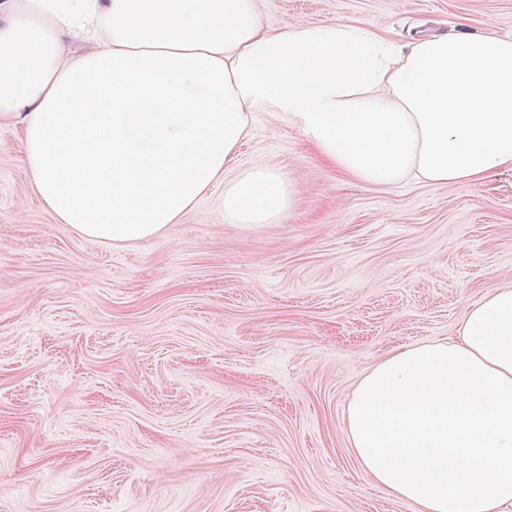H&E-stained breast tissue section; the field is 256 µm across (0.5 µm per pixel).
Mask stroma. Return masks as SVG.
<instances>
[{
	"label": "stroma",
	"mask_w": 512,
	"mask_h": 512,
	"mask_svg": "<svg viewBox=\"0 0 512 512\" xmlns=\"http://www.w3.org/2000/svg\"><path fill=\"white\" fill-rule=\"evenodd\" d=\"M266 25L343 20L397 44L512 36V0H260ZM0 118V512H413L377 488L345 412L389 353L454 335L512 287V170L368 186L265 109L235 169L295 191L228 224L216 184L162 235L55 223Z\"/></svg>",
	"instance_id": "1"
}]
</instances>
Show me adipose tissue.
Wrapping results in <instances>:
<instances>
[{"mask_svg": "<svg viewBox=\"0 0 512 512\" xmlns=\"http://www.w3.org/2000/svg\"><path fill=\"white\" fill-rule=\"evenodd\" d=\"M260 0H0V116L56 223L156 237L223 182L228 224L293 207L271 166L226 178L257 106L371 186L512 169V37L396 44L351 24L270 30ZM362 471L415 512H512V287L400 349L346 410Z\"/></svg>", "mask_w": 512, "mask_h": 512, "instance_id": "adipose-tissue-1", "label": "adipose tissue"}]
</instances>
